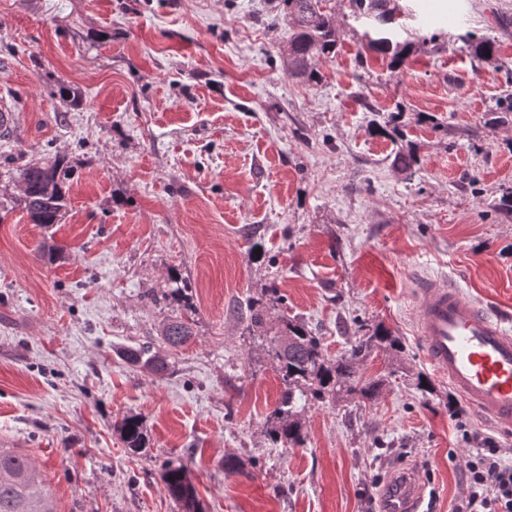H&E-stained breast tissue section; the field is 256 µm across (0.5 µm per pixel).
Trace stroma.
<instances>
[{"mask_svg": "<svg viewBox=\"0 0 512 512\" xmlns=\"http://www.w3.org/2000/svg\"><path fill=\"white\" fill-rule=\"evenodd\" d=\"M438 33L406 69L359 63L346 0L321 80L288 76L272 0H0V441L45 475L59 512H179L162 481L181 458L205 512H377L379 484L417 470L425 512L466 487L469 424L512 448L425 361L414 290L448 278L512 330V0H398ZM494 37L474 59L467 31ZM394 119L392 135L376 123ZM415 149L412 173L395 167ZM62 156L68 212L29 223L17 173ZM193 309L165 298L170 273ZM317 333L328 359L385 330L400 351L360 363L373 399L305 403V442L269 437L282 382L250 303ZM194 336L170 369L123 349ZM139 416L150 446L118 431ZM161 336L168 346L178 348L187 344L194 335L188 322L176 319L163 325ZM120 436L129 454L140 455L145 451L146 435L141 422L136 417L127 416L122 420Z\"/></svg>", "mask_w": 512, "mask_h": 512, "instance_id": "stroma-1", "label": "stroma"}]
</instances>
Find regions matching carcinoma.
Listing matches in <instances>:
<instances>
[{
    "mask_svg": "<svg viewBox=\"0 0 512 512\" xmlns=\"http://www.w3.org/2000/svg\"><path fill=\"white\" fill-rule=\"evenodd\" d=\"M326 0H278L277 8L291 25L288 50L282 56V67L288 75L307 82L321 79L318 64L336 56L339 27L336 15L324 10ZM349 17L363 27L361 51L375 52L389 59L394 71L406 68L415 43L433 41L435 36L421 34V28L400 27L405 37L395 32L392 24L398 20L397 0H348ZM476 58H491L496 52V40L467 33ZM65 158L56 156L30 164L20 173L24 209L30 223L50 228L62 222L67 209ZM269 319L266 305L256 301L250 305L248 335L255 336ZM161 336L168 346L182 347L193 337L190 324L172 320L163 325ZM387 344L398 347L395 338L376 334L358 342L348 353L331 361L325 358L319 338L304 323L286 317L280 320L275 336L270 339L268 355L283 384L278 405L272 413L273 425L269 436L284 446L301 445L305 441L299 418L298 403L302 400L323 402L340 393L360 394L372 398L378 385L362 381L358 364L374 346ZM127 358L136 366L153 373L167 370L168 363L149 345L132 348ZM121 440L127 452L139 455L146 449V435L141 422L127 416L120 427ZM163 482L179 512H203L196 488L187 467L178 459L165 463ZM0 512H57L40 470L29 456L13 448H0Z\"/></svg>",
    "mask_w": 512,
    "mask_h": 512,
    "instance_id": "carcinoma-1",
    "label": "carcinoma"
}]
</instances>
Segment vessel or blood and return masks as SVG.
<instances>
[{
    "label": "vessel or blood",
    "mask_w": 512,
    "mask_h": 512,
    "mask_svg": "<svg viewBox=\"0 0 512 512\" xmlns=\"http://www.w3.org/2000/svg\"><path fill=\"white\" fill-rule=\"evenodd\" d=\"M417 334L426 361L482 418L512 432V331L477 302L437 280L416 294ZM424 488L416 471L389 479L381 512H421Z\"/></svg>",
    "instance_id": "vessel-or-blood-1"
}]
</instances>
